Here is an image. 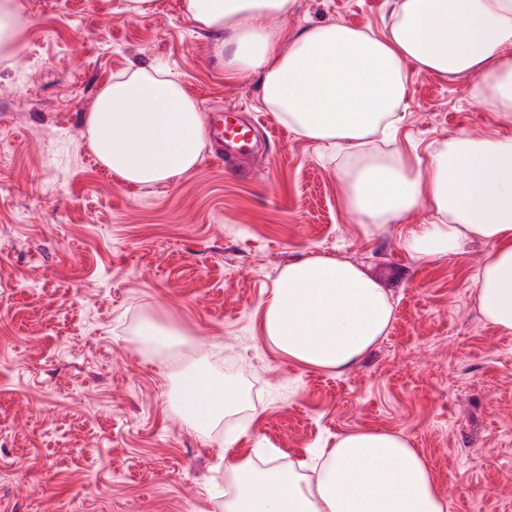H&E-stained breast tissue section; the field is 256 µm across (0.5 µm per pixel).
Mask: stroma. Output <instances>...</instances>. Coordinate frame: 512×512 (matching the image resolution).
<instances>
[{
  "mask_svg": "<svg viewBox=\"0 0 512 512\" xmlns=\"http://www.w3.org/2000/svg\"><path fill=\"white\" fill-rule=\"evenodd\" d=\"M30 24L0 57V512H224V453H314L358 428L401 432L429 460L449 512H512V333L486 324L472 275L487 247L411 260L400 239L427 208L365 231L341 202L346 156L298 136L229 79L181 9L124 0H23ZM393 0H297L294 33L342 21L382 31ZM162 65L204 113L260 116L257 170L206 144L190 174L142 189L96 163L86 115L128 68ZM465 77L412 71L396 144L429 161L464 133L512 137ZM331 254L395 304L386 337L340 374L288 361L260 331L280 270ZM176 326L250 407L210 435L168 413L170 357L141 319Z\"/></svg>",
  "mask_w": 512,
  "mask_h": 512,
  "instance_id": "35a3bbf8",
  "label": "stroma"
}]
</instances>
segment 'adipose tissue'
Returning <instances> with one entry per match:
<instances>
[{
    "instance_id": "adipose-tissue-1",
    "label": "adipose tissue",
    "mask_w": 512,
    "mask_h": 512,
    "mask_svg": "<svg viewBox=\"0 0 512 512\" xmlns=\"http://www.w3.org/2000/svg\"><path fill=\"white\" fill-rule=\"evenodd\" d=\"M296 0H182L185 17L213 36L226 76L259 75L265 108L291 130L330 145L362 148L392 135L410 86L409 66L473 78V94L494 112H512V0H394L381 33L344 23L296 35L272 27ZM88 147L121 183L166 184L193 171L204 147V117L178 76L139 67L112 79L86 117ZM342 203L359 224H393L421 206L433 220L401 246L414 261L453 258L468 243L489 244L473 275L484 322L512 332V138L458 135L428 163L403 151L367 153L342 173ZM393 303L355 264L330 255L279 272L261 330L281 354L341 373L386 336ZM174 416L202 434L248 407L232 378L204 380L176 365ZM226 512H448L438 477L401 433L363 428L338 435L305 469L275 459L256 465L230 455Z\"/></svg>"
}]
</instances>
